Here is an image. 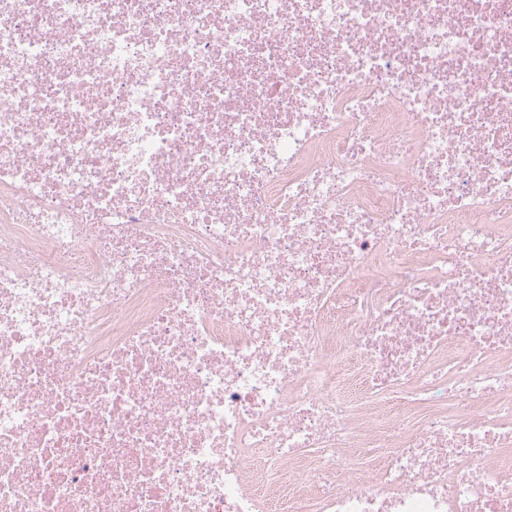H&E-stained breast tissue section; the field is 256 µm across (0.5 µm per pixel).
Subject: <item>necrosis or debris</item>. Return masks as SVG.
<instances>
[{
    "label": "necrosis or debris",
    "instance_id": "necrosis-or-debris-1",
    "mask_svg": "<svg viewBox=\"0 0 512 512\" xmlns=\"http://www.w3.org/2000/svg\"><path fill=\"white\" fill-rule=\"evenodd\" d=\"M0 512H512V0H0Z\"/></svg>",
    "mask_w": 512,
    "mask_h": 512
}]
</instances>
